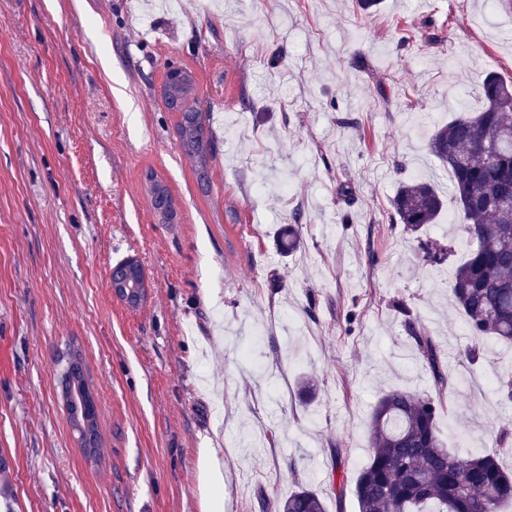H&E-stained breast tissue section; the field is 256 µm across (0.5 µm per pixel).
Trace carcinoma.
Segmentation results:
<instances>
[{"label": "carcinoma", "instance_id": "obj_1", "mask_svg": "<svg viewBox=\"0 0 512 512\" xmlns=\"http://www.w3.org/2000/svg\"><path fill=\"white\" fill-rule=\"evenodd\" d=\"M483 107L462 110L434 130L429 151L448 168L453 194L460 206L468 253L454 270L451 298L470 334L481 341L512 344V85L489 74L480 84ZM163 97L176 114L182 152L192 161L197 179L210 181L213 144L206 117L196 107V83L185 72L180 92ZM148 194L155 208L173 197L165 182L149 176ZM443 198L426 181H402L389 221L411 231L436 222ZM421 258L437 264L445 249L419 245ZM405 326L435 389L453 386L444 372L439 341L419 330L411 319ZM70 421L84 450L91 445L96 415L87 406L91 396L82 371L74 362L62 377ZM495 391L512 401V368L495 379ZM439 402L430 393L393 390L378 397L370 417V455L359 473L354 495L358 512H499L512 504V470L495 454L475 455L447 448L436 426ZM281 512H326L323 499L302 488L288 496Z\"/></svg>", "mask_w": 512, "mask_h": 512}]
</instances>
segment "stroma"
Instances as JSON below:
<instances>
[{
	"label": "stroma",
	"instance_id": "stroma-1",
	"mask_svg": "<svg viewBox=\"0 0 512 512\" xmlns=\"http://www.w3.org/2000/svg\"><path fill=\"white\" fill-rule=\"evenodd\" d=\"M172 65L208 114L205 188L161 95ZM490 72L512 82V0H383L370 14L357 0H0V454L14 512H201L208 498L278 512L301 486L327 512H357L380 391L433 389L408 315L455 382L442 440L511 469L493 435L512 402L476 383L512 366V345L463 355L474 339L448 291L467 241L428 152L437 126L482 107ZM150 170L177 223L158 222ZM410 178L444 200L416 232L385 216ZM289 226L303 241L291 255ZM425 240L447 248L441 264L419 259ZM131 255L148 289L136 309L111 287ZM68 354L96 405L92 458L64 408ZM207 448L223 484L205 476Z\"/></svg>",
	"mask_w": 512,
	"mask_h": 512
}]
</instances>
